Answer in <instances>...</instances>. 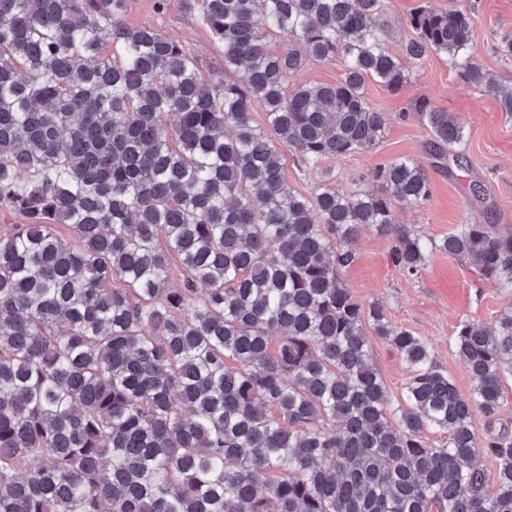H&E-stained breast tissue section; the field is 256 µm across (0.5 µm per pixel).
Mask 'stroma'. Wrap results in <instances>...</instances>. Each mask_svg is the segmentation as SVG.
Here are the masks:
<instances>
[{"label":"stroma","mask_w":512,"mask_h":512,"mask_svg":"<svg viewBox=\"0 0 512 512\" xmlns=\"http://www.w3.org/2000/svg\"><path fill=\"white\" fill-rule=\"evenodd\" d=\"M470 21L475 52L484 67L504 88H512V57L500 56L496 42L512 31V0H470ZM452 0H385L379 20L389 33L388 46L402 53L412 30L409 16L418 8L452 7ZM126 20L132 25L154 26L187 48L204 68L216 69L224 60L217 43L196 19L185 13L180 0H130ZM368 102L388 116L384 138L369 151L326 159L316 170L301 168L291 152H284L288 181L301 193L335 185L350 192L364 177L392 161L409 157L429 164L431 135L415 106L428 99L436 107L455 113L466 124L468 167L430 172L432 195L422 207L396 208L398 223L439 239L459 224H497L512 231V120H505L496 100L470 86L448 67L444 56L430 55L413 69L398 91L374 81L365 86ZM356 260L342 274L343 283L362 304L379 303L390 322L409 329L432 347L436 363L462 395H470L475 380L453 346L459 322L482 323L512 306V296L484 278L467 260L435 255L415 277L405 276L391 260L389 237L363 228L354 245ZM369 354L393 399L400 401L407 372L397 352L378 336L369 338Z\"/></svg>","instance_id":"1"}]
</instances>
